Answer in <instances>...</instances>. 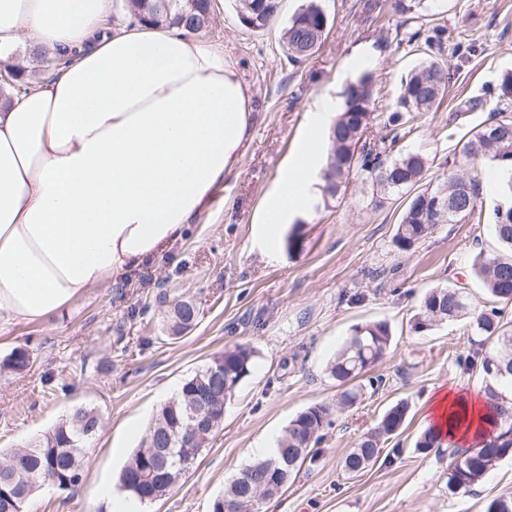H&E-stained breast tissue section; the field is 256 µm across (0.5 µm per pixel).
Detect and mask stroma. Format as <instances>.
I'll return each mask as SVG.
<instances>
[{
    "mask_svg": "<svg viewBox=\"0 0 512 512\" xmlns=\"http://www.w3.org/2000/svg\"><path fill=\"white\" fill-rule=\"evenodd\" d=\"M305 2L281 0L278 27L253 30L239 22L235 0H214L210 27L199 39L223 48L255 104L240 168L225 178L209 212L160 257L87 290L61 314L0 327V360L18 345L34 353L29 371L0 373V450L30 445L73 407H94L102 416L80 484L40 489L27 512H109L101 488L117 483L158 407L185 378L237 344L251 346L255 357L224 409L221 431L171 494L146 512H210L231 477L255 460L256 448L277 442L313 404L331 410L318 453L286 491L254 512H485L492 499H512V458L452 494L448 474L458 450L415 448L426 396L456 382L469 390L483 385L467 367L477 348L468 319L425 332L412 325L425 293L437 286L465 288L470 310L483 308L488 297L472 264L495 247L491 225L437 224L412 250H398L394 235L407 196L372 206L371 185L357 178L337 199L316 202L306 219L283 225L275 251H268L257 224L311 127L315 104L341 98L355 81L349 60L361 55L369 62L378 91L370 133L382 137L402 76L423 59L409 37L436 27L446 31L433 57L448 71V88L439 108L417 117L398 146L424 154L428 181L440 183L461 137L498 105L493 90L512 71V0H423L404 14L393 10V0H318L328 35L293 64L280 27ZM292 232L303 241L293 252L286 240ZM166 294L197 306L195 326L178 340L162 329ZM378 320L391 329L390 347L360 377L362 398L343 406L327 366L355 325ZM48 373L65 378L68 390L47 392ZM401 399L410 404L403 432L384 444L373 466L346 474V454Z\"/></svg>",
    "mask_w": 512,
    "mask_h": 512,
    "instance_id": "obj_1",
    "label": "stroma"
}]
</instances>
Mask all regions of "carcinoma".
I'll return each mask as SVG.
<instances>
[{
	"mask_svg": "<svg viewBox=\"0 0 512 512\" xmlns=\"http://www.w3.org/2000/svg\"><path fill=\"white\" fill-rule=\"evenodd\" d=\"M135 18L165 28L175 27L189 35L205 31L211 20V0H169L165 11L156 9V0H126ZM237 15L250 29H267L276 21L280 0H237ZM327 30L324 11L309 3L294 14L283 29L287 58L299 62L313 54L323 43ZM448 74L436 60L428 58L411 70L401 81L399 93L389 116L393 136L386 140L370 138L376 98L373 79L366 73L348 84L343 92L344 107L330 130V150L322 187L326 199H334L342 185L357 177L372 184L377 196L374 206L382 204L389 194L415 191L408 200L394 236L398 249L408 251L431 233L438 223L436 215L443 200L458 203L463 210L445 220L458 224L472 218L478 207L480 184L470 177L465 164L480 158L494 162L500 185L512 196V72L503 75L500 90L502 106L470 131L463 140L460 160L448 163V174L437 185L424 184L429 169L428 159L419 152L396 155L393 149L401 137L403 123L411 122L423 112H432L442 100ZM492 228L498 245L497 253L487 257L480 253L473 263L476 279L498 306L470 314L471 333L480 337L479 345L491 342L490 354L477 350L471 365L479 368L486 383V393L496 414L493 439L465 455L463 464L452 469L448 491L456 493L479 483L497 463L512 455V396L499 389L512 384V327L503 321V309L512 303V204L493 211ZM198 311L190 299L176 297L167 311L165 330L172 339L195 326ZM467 315V304L459 290L435 287L424 297L416 314L413 329L428 331L450 319ZM391 341V331L383 321L367 322L353 328L351 336L329 364V374L341 387V404L351 406L362 397L355 380L378 363ZM254 351L247 346L224 350L208 364L185 379L176 395L157 410L121 474V488L141 504L164 498L179 482L186 470L179 458H171L160 472L152 452L155 438L169 435L172 447L178 449L181 425L190 404L205 401L215 426L224 423V407L237 387L250 373ZM498 362L506 367L503 374L488 372ZM33 353L28 345H19L0 362V371L23 373L31 368ZM410 406L403 399L390 406L375 427L361 436L343 460L344 470L357 475L373 465L382 445L402 433ZM330 408L315 404L293 418L277 444L273 457L254 461L236 473L224 488V496L214 500L211 512H224V500L257 502L282 493L292 475L305 460L316 454L323 438ZM101 425V414L95 407L78 406L53 429L26 448H15L0 454V512H24L26 503L43 485L59 490L78 486L85 467L90 463L89 448ZM440 435L432 428L424 429L415 448L428 451L439 446Z\"/></svg>",
	"mask_w": 512,
	"mask_h": 512,
	"instance_id": "cac0c4a2",
	"label": "carcinoma"
}]
</instances>
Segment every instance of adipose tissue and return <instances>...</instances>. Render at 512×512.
Here are the masks:
<instances>
[{
	"label": "adipose tissue",
	"instance_id": "1",
	"mask_svg": "<svg viewBox=\"0 0 512 512\" xmlns=\"http://www.w3.org/2000/svg\"><path fill=\"white\" fill-rule=\"evenodd\" d=\"M114 0H0V62L61 50L57 77L0 97V325L41 322L183 238L238 171L252 92L222 49L131 21ZM321 146L302 140L258 224L267 245L317 192ZM459 447L487 434L482 392L428 398Z\"/></svg>",
	"mask_w": 512,
	"mask_h": 512
}]
</instances>
